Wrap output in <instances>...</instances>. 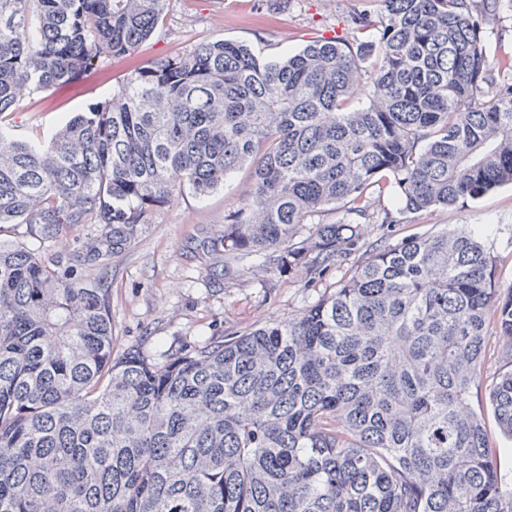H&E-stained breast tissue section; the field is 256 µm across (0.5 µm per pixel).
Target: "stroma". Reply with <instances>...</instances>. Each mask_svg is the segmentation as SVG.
<instances>
[{
    "mask_svg": "<svg viewBox=\"0 0 512 512\" xmlns=\"http://www.w3.org/2000/svg\"><path fill=\"white\" fill-rule=\"evenodd\" d=\"M367 10L383 12L381 0H170L166 20L132 55L116 57L60 91L20 102L11 123L20 137L50 136L69 112L103 100L149 61L190 48L200 40L249 45L275 59L308 41L332 36L337 20ZM492 60L512 59V0H500L484 24ZM250 187L240 170L222 190L198 197L176 194L143 225L137 239L108 267L116 351L132 348L159 357L188 345L224 340L269 320L302 311L317 297L299 277L271 281L254 267L224 271V214ZM478 233L492 244L501 288L512 287V185L451 208L406 213L393 237L442 228Z\"/></svg>",
    "mask_w": 512,
    "mask_h": 512,
    "instance_id": "stroma-1",
    "label": "stroma"
}]
</instances>
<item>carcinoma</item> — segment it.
<instances>
[{
  "instance_id": "cac0c4a2",
  "label": "carcinoma",
  "mask_w": 512,
  "mask_h": 512,
  "mask_svg": "<svg viewBox=\"0 0 512 512\" xmlns=\"http://www.w3.org/2000/svg\"><path fill=\"white\" fill-rule=\"evenodd\" d=\"M376 42L310 41L275 60L203 40L137 68L47 140L3 131L150 38L168 0H0V512H512L483 404L512 441V288L492 246L443 229L394 242L287 320L159 359L114 353L103 271L184 190L237 171L224 258L303 268L316 286L359 248L385 186L400 213L512 183V81L483 25L499 0H382ZM85 224L66 257L29 247ZM501 336L482 394L487 324Z\"/></svg>"
}]
</instances>
